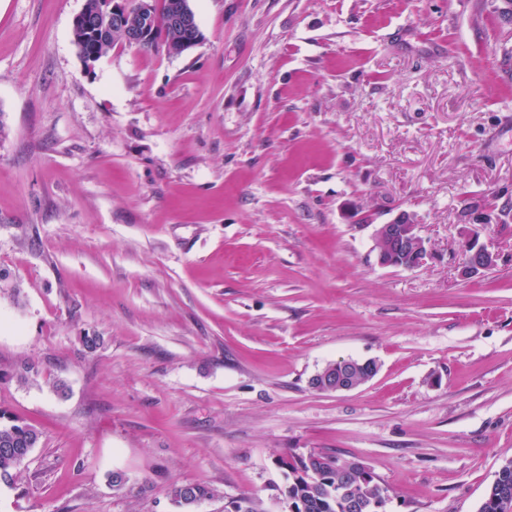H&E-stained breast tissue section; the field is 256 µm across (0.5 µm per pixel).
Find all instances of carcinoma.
<instances>
[{
  "label": "carcinoma",
  "mask_w": 512,
  "mask_h": 512,
  "mask_svg": "<svg viewBox=\"0 0 512 512\" xmlns=\"http://www.w3.org/2000/svg\"><path fill=\"white\" fill-rule=\"evenodd\" d=\"M186 5V0H156L153 21L155 38L142 44L152 51L158 44H172L178 50V35L169 25L170 17ZM88 14L98 22V37L74 41L77 53H95L102 58L117 44L125 43L122 31L112 26V0H85ZM42 434L18 416L0 411V482L14 481L17 469L41 441ZM284 470V483L278 487L279 500L288 504V512H347L346 504L357 498L367 504L368 512H378L372 504L386 502L387 488L372 471L358 460L309 451L278 458ZM172 502L181 512H193L199 501L214 497V490L202 483H175L170 488ZM512 500V458L502 461L487 490L479 512H499L502 498Z\"/></svg>",
  "instance_id": "cac0c4a2"
}]
</instances>
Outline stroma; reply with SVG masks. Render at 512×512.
I'll return each mask as SVG.
<instances>
[{"instance_id": "stroma-1", "label": "stroma", "mask_w": 512, "mask_h": 512, "mask_svg": "<svg viewBox=\"0 0 512 512\" xmlns=\"http://www.w3.org/2000/svg\"><path fill=\"white\" fill-rule=\"evenodd\" d=\"M84 3L0 0V409L42 434L0 512H279L313 450L383 512H478L512 458V0H191L199 45L91 70ZM402 211L433 257L380 266ZM344 359L379 371L311 388ZM463 262L461 275L473 277L490 268L496 263V255L483 244L478 243L477 235L468 231L464 237ZM367 362H370L371 371L368 375H366L363 378V380L361 382H358L354 378H351L347 374V372H343L338 381H336V379L332 380L330 382L325 381L324 385H322L318 388L314 387V389L316 388V390L323 391V392H336V391H351V390L358 388L362 384L371 380L372 377L377 372V365L372 361H367ZM169 493L172 502L181 509L179 512H193L192 509L197 504L214 497V490L211 487L197 482L175 483Z\"/></svg>"}]
</instances>
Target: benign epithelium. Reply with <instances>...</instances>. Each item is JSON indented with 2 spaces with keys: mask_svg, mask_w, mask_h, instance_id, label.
I'll use <instances>...</instances> for the list:
<instances>
[{
  "mask_svg": "<svg viewBox=\"0 0 512 512\" xmlns=\"http://www.w3.org/2000/svg\"><path fill=\"white\" fill-rule=\"evenodd\" d=\"M137 3L142 24L126 30L125 33L126 43L133 46H139L147 39L154 15V0H137ZM175 21L178 25L195 31L193 37L181 41L180 50L187 51L201 41L200 29L195 27L196 18L192 8L182 9ZM374 239L377 248V261L384 267L395 268L397 263L402 260L404 268L413 269L424 265L431 257V251L426 241L418 232V224H416L414 215L406 211L400 212L385 224L375 225ZM495 263L496 255L478 243L476 235L467 233L464 237L461 275L473 277L492 268ZM350 364L349 360L336 362L334 368L342 371L340 379L326 381L324 385L318 387V390L323 392L351 391L361 386V383L371 380L377 372V365L373 362L370 363L371 371L360 383L344 372V369Z\"/></svg>",
  "mask_w": 512,
  "mask_h": 512,
  "instance_id": "1",
  "label": "benign epithelium"
}]
</instances>
